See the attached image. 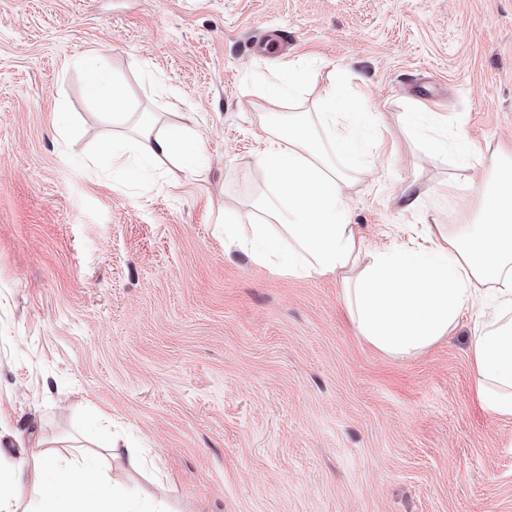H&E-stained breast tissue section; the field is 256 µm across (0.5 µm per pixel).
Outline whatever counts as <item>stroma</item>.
<instances>
[{"instance_id": "1", "label": "stroma", "mask_w": 512, "mask_h": 512, "mask_svg": "<svg viewBox=\"0 0 512 512\" xmlns=\"http://www.w3.org/2000/svg\"><path fill=\"white\" fill-rule=\"evenodd\" d=\"M275 26L288 52L253 53ZM96 53L130 111L196 134L195 174L114 178L103 148L128 130L86 91ZM299 71L308 105L363 92L346 196L370 248L472 223V180L512 152V0H0V462L90 456L174 512H512V418L475 394L480 307L398 358L336 281L224 247L223 208L268 191L264 89Z\"/></svg>"}]
</instances>
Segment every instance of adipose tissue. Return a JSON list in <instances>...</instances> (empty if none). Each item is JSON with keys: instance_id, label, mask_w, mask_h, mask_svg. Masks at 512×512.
Wrapping results in <instances>:
<instances>
[{"instance_id": "1", "label": "adipose tissue", "mask_w": 512, "mask_h": 512, "mask_svg": "<svg viewBox=\"0 0 512 512\" xmlns=\"http://www.w3.org/2000/svg\"><path fill=\"white\" fill-rule=\"evenodd\" d=\"M113 122L127 116V96L104 66L88 86ZM353 94L330 85L314 115L291 112L271 131L259 166L270 189L254 204L255 224H225L226 247H241L257 265L289 277L333 278L367 343L395 357L418 355L456 327L461 311L491 297L496 306L471 337L478 399L492 414L512 417V159L503 158L474 187L477 218L458 232L429 225L422 250L369 251L352 224L345 189L357 170L355 143L336 115ZM188 133L157 129L143 114L131 142L114 145L112 165L129 158L169 161L194 171ZM85 461L48 450L0 467V512H20L27 490L40 492L38 512H173L161 498L126 497Z\"/></svg>"}]
</instances>
